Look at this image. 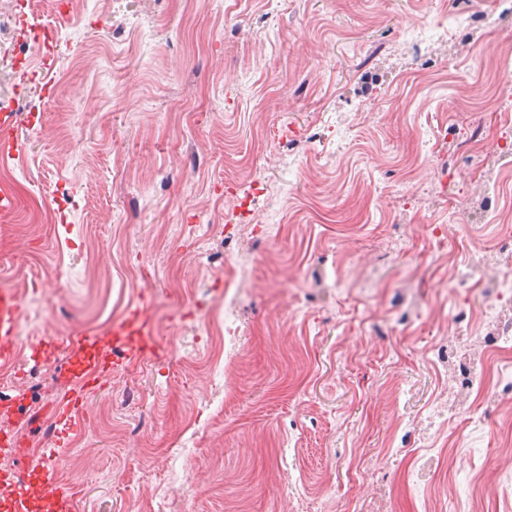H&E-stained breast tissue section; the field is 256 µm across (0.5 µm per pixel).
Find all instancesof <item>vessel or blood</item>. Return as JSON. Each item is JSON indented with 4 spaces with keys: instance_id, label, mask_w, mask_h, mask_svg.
<instances>
[{
    "instance_id": "obj_1",
    "label": "vessel or blood",
    "mask_w": 512,
    "mask_h": 512,
    "mask_svg": "<svg viewBox=\"0 0 512 512\" xmlns=\"http://www.w3.org/2000/svg\"><path fill=\"white\" fill-rule=\"evenodd\" d=\"M0 144L6 151L18 148L16 119L13 113H0ZM23 303L20 296L10 288H0V366H11L20 345ZM112 343L115 352L125 362L135 363L157 359L163 347L153 336V317L148 300L131 309L127 316L112 326ZM105 372L104 366L93 365L77 373H67L62 381L68 389L66 399L53 409L52 416L58 426L55 445L44 452L45 465L39 474L41 483L51 490L52 498L60 505L71 500L69 486L52 481L51 467L56 450L69 442L71 433L83 426L82 409L88 394L95 391Z\"/></svg>"
}]
</instances>
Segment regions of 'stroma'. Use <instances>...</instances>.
<instances>
[{"instance_id": "obj_1", "label": "stroma", "mask_w": 512, "mask_h": 512, "mask_svg": "<svg viewBox=\"0 0 512 512\" xmlns=\"http://www.w3.org/2000/svg\"><path fill=\"white\" fill-rule=\"evenodd\" d=\"M493 0H41L7 27L0 109L18 195L54 212L0 230L23 302L0 412L41 470L48 408L88 334L106 363L55 476L76 512H363L337 458L454 448V512L512 481V400L431 420L443 340L484 335L479 278L512 228V14ZM162 362L117 365L140 296ZM0 135L5 150L9 153L17 151L18 138L16 130V119L13 112L0 113Z\"/></svg>"}]
</instances>
